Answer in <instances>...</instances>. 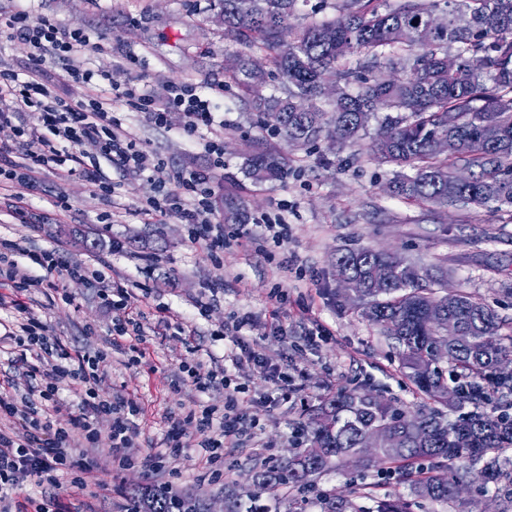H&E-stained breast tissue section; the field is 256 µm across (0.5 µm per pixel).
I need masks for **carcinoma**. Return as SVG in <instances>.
<instances>
[{"instance_id":"carcinoma-1","label":"carcinoma","mask_w":512,"mask_h":512,"mask_svg":"<svg viewBox=\"0 0 512 512\" xmlns=\"http://www.w3.org/2000/svg\"><path fill=\"white\" fill-rule=\"evenodd\" d=\"M224 9V37L249 49H278L297 0H254L251 13L241 15L236 0H218ZM384 0H344L342 13L309 24L293 42L294 56H271V68L256 73L240 59L228 79L242 92L254 94L259 114L279 112L272 129L290 144L315 146L323 138L340 148L353 145L368 114L385 112L388 136L373 145L383 163L394 167L389 188L402 200L441 206H475L499 211L512 208V0H444V7L425 0H404L394 7ZM443 22L430 36L421 28L428 11ZM458 47V67L450 71L448 46ZM402 51L409 69L403 78L380 81L367 76L385 49ZM354 56L363 58L357 67ZM278 82L288 95L265 96L260 87ZM336 86L334 109L325 112L313 101L324 84ZM494 124L500 138L488 142L482 128ZM451 136L458 153L437 150V139ZM465 166L471 177L454 180ZM258 182L282 180L288 169L274 154L259 152L246 159ZM347 274L345 288L360 294V316L392 341L399 367L424 403L415 410L387 406L369 390L340 389L320 401L306 441L321 449L303 448L286 462L255 474L249 502L225 496L227 512H258V495L288 485L305 491L310 477L347 461L355 466L396 465L411 481L421 500L459 505L462 477L453 471L430 474L445 462L483 463L479 479L512 486V380L497 376V363L512 359V344L503 343V322L497 310L460 290L448 296L443 277L424 275L402 258H385L371 248L336 253ZM390 267L386 283L373 280L372 269ZM429 301L453 318L461 336H445L422 315ZM457 398H444L448 390ZM383 426L398 437L396 448H364L363 435ZM143 512H205L199 499L166 487L148 486L130 494ZM364 512L342 497L306 498L292 512ZM412 503L395 495L377 512H411Z\"/></svg>"}]
</instances>
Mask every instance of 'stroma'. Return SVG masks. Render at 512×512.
<instances>
[{"label":"stroma","instance_id":"stroma-1","mask_svg":"<svg viewBox=\"0 0 512 512\" xmlns=\"http://www.w3.org/2000/svg\"><path fill=\"white\" fill-rule=\"evenodd\" d=\"M217 0H33L37 15L59 23L80 25L92 41L111 47L109 56L87 55L96 66L109 60L113 77L126 82L137 77L141 92L161 96L164 84L190 81L202 90H216L224 101V130L219 144L224 153V176L213 185L224 207L217 214L225 235L252 225L279 211L288 213V252L295 267L283 271L279 250L230 245L210 255L191 243L188 225L178 219L163 224L144 223L136 209L156 196L155 184L144 177H126L102 164L111 199L79 176L58 178L46 172L25 197L46 223H18L0 197V239L25 241L30 253L61 249L71 260L95 265L107 276L137 289L147 287L144 323L145 363L130 366L125 354L110 349L112 313L97 297L98 287L87 280H68L61 291L29 289L25 302L42 319L50 337L69 351L99 349L101 375L97 393L112 399L135 400L140 413L138 432L129 453L136 461L112 469V420L100 417L96 443L76 448L80 457L98 461L90 487L82 493L69 483L58 486L29 481L26 494L33 503L58 496L85 512H126L130 488L169 485L213 503L225 492L252 491L253 476L264 466L288 457L298 447L308 416L327 394L340 389H372L392 403L415 409L423 401L401 373L395 349L376 328L362 319L354 301L345 296L336 277L334 260L349 247L385 249L430 271H442L449 288L472 293L512 322V296L504 284L512 282V211L485 208L407 204L387 189L389 165L378 160L372 142L384 118L376 113L355 145L337 149L329 142L316 147H294L263 128L251 101L224 77L233 56L258 62L267 53L248 50L224 37L215 20ZM138 61L121 69L124 51ZM114 113L133 134L138 147L172 168L208 167L212 157L204 141L191 142L175 130L150 123L144 114L114 102ZM276 154L288 165L286 179L258 183L247 174L245 162L254 149ZM70 209L59 212L58 199ZM122 241L123 253L112 251ZM223 280L224 291L211 286ZM210 302L207 317L194 309L197 300ZM196 331L193 341L173 333L158 321L157 309ZM237 312L254 318V338L269 363L289 367L297 390L291 400L273 399V381L250 366L239 375L249 386L241 411L259 419L263 429L256 441L224 451L219 474L210 475L196 458L174 455L162 473H150L139 462L168 430L166 409L187 415L201 405L223 404L224 393H201L191 380L181 378L182 362L223 355L224 343L215 335ZM468 475L463 500L472 512H512L495 486H482L477 468L469 461L454 462ZM314 492L352 499L364 512H376L381 501L398 493L409 496L410 486L400 473L378 468L365 472L340 466L312 476Z\"/></svg>","mask_w":512,"mask_h":512}]
</instances>
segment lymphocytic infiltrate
I'll use <instances>...</instances> for the list:
<instances>
[{
    "mask_svg": "<svg viewBox=\"0 0 512 512\" xmlns=\"http://www.w3.org/2000/svg\"><path fill=\"white\" fill-rule=\"evenodd\" d=\"M5 26L11 39L27 48V61L22 71L0 70V131L10 130L9 138H0V175L8 180L35 187L43 172L79 175L92 185H99L100 160H107L122 171L148 178L163 188L162 198L152 199L138 209L146 222L166 223L179 217L189 224L192 243L205 247L209 253L222 251L228 239L224 226L215 215L211 184L216 176L212 170H172L155 160L148 151L138 148L130 133L112 113L113 102L124 100L136 111L145 113L161 127L178 129L193 136L200 132L217 134L223 127L220 103L201 94L190 82L169 83L163 98L137 93L134 86H120L112 81V68L100 65L83 66L87 52L102 53L101 43L91 41L80 26L62 24L36 15L26 0H14ZM60 67L58 80L63 84L90 87L88 96L65 100L45 81L47 65ZM20 243L0 240V279L14 286L12 306L24 311L22 298L29 287L58 288L59 277H84L85 266L64 259L58 251H46L37 257L45 270L43 278L33 277L28 268L16 261L22 253ZM100 296L112 311L117 335L113 346H121L125 335L135 341L143 339L142 321L145 312L132 289L98 275ZM254 325L251 313L233 315L224 325V337L230 347L224 353L230 372L219 373L216 367L195 363L187 373L200 391L223 388L224 408L216 410L201 406L188 419L171 418V434L160 449L147 458L154 470H161L167 455L182 452L184 422L194 423L201 439L197 456L206 466L216 465L224 449L233 448L257 436L258 424L240 412L238 396L245 388L233 376L235 369L252 364L265 367L256 342L246 334ZM25 335L27 344L18 360L34 384L25 396L10 390L0 391V414L10 418L9 426L0 428V504H10L15 512H25L18 491L32 476L58 484L60 474H70V484L86 488L85 473L89 462L74 456L71 443L73 430L93 439L90 418L103 413L112 417L113 468L126 461L125 448L132 445V419L139 412L130 399L111 401L97 399L92 386L98 375L88 354L69 352L60 340L47 336V326L38 317L29 316L19 332H6L1 339L15 342ZM79 390L80 403L71 407L61 399V385Z\"/></svg>",
    "mask_w": 512,
    "mask_h": 512,
    "instance_id": "f902f5d3",
    "label": "lymphocytic infiltrate"
}]
</instances>
